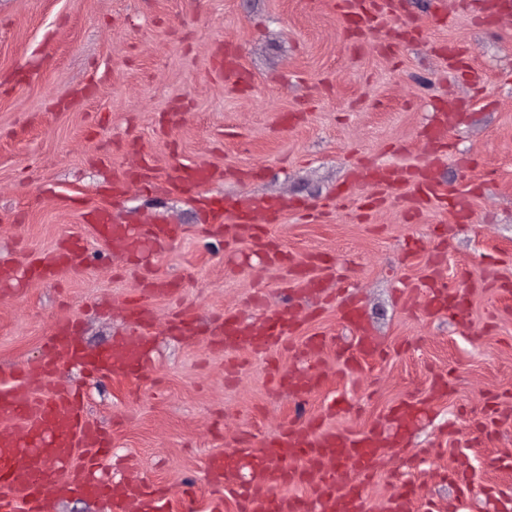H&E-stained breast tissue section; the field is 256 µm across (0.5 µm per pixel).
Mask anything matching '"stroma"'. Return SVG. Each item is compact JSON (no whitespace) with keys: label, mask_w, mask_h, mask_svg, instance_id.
Listing matches in <instances>:
<instances>
[{"label":"stroma","mask_w":512,"mask_h":512,"mask_svg":"<svg viewBox=\"0 0 512 512\" xmlns=\"http://www.w3.org/2000/svg\"><path fill=\"white\" fill-rule=\"evenodd\" d=\"M485 0H399L375 30H354L336 0H0V261L19 266L69 238L89 258L56 279L0 285V385L40 359L56 325L79 328L87 351L137 332L133 298L150 305L154 348L137 378L84 380L62 367L57 386L84 384L88 414L112 436L102 464H130L169 489L174 512H205L209 454L254 453L299 417L359 434L405 400L427 413L379 460L370 512H387L407 483L415 512H497L512 501V9L485 18ZM456 49L459 69L446 53ZM485 80L471 84L466 68ZM455 101L447 146L424 135L433 110ZM165 181L186 165L214 172L205 195L277 196L328 216L298 213L268 224L294 263L317 253L334 265L327 285L348 290L379 343L345 373L336 360L355 341L335 306L296 292L287 267L248 241L211 239L194 193L154 198L112 183L143 154ZM432 161L455 209L414 208L407 190L363 213L370 185H347L351 166ZM108 210L123 224H174V238L130 263L91 228ZM464 304L432 313L423 283L435 257ZM175 282L171 299L149 280ZM312 314L272 357L209 341L212 314L253 317L255 296L280 307L288 292ZM178 307L195 337L170 335ZM325 336L321 383L296 405L277 375L304 364L294 349ZM465 467L473 496L448 473Z\"/></svg>","instance_id":"1"}]
</instances>
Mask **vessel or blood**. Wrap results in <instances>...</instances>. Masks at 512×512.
Returning <instances> with one entry per match:
<instances>
[{
  "label": "vessel or blood",
  "instance_id": "1",
  "mask_svg": "<svg viewBox=\"0 0 512 512\" xmlns=\"http://www.w3.org/2000/svg\"><path fill=\"white\" fill-rule=\"evenodd\" d=\"M379 0H341L346 16L369 22L378 11ZM137 177L144 187L180 192L201 188L212 179L204 166H187L169 182L158 183L152 165H143ZM407 183L420 203L443 199V192L429 169L404 175L402 170L383 167L375 181L386 189ZM274 216L287 211V201L269 203L243 197L234 204L213 209L215 231L235 238H247L264 249L268 263H282L280 250L266 242L262 225L252 216L256 210ZM99 239L117 253L141 254L145 244L161 245L170 240L174 227L166 222L131 227L112 223L107 211H99L94 226ZM87 250L81 244L60 247L51 255L27 267L28 275L52 277L59 270L82 266ZM454 293L436 281L429 288V303L438 313L453 312ZM341 318L354 326L355 348L341 352L348 370L361 359L377 353L378 343L364 322L353 299L339 305ZM299 302H289L284 310H262L260 319L237 312H224L216 320L214 336L228 348L263 352L282 345L304 319ZM153 320L148 304L134 307L139 333L116 337L99 352L85 350L73 325L59 323L39 365L16 368L10 384L0 387V512H40L44 488H53L57 497H87L111 504L112 512H166L168 490L133 474L113 481L102 480L91 466L111 453L109 434L87 419L79 391H50L49 382L59 367L70 364L93 375L141 376L150 358L153 341L146 332ZM326 340L314 334L298 349L309 368L303 375L283 377V384L296 397H304L320 382L317 363ZM421 409L415 402L401 403L387 415V427H374L352 435L315 421L295 422L283 429L261 454L244 459L238 452L211 453L206 475L218 492L208 512H224V491H232L237 512H367L364 480L373 472L375 461L394 447L418 419ZM292 495H285V488Z\"/></svg>",
  "mask_w": 512,
  "mask_h": 512
}]
</instances>
